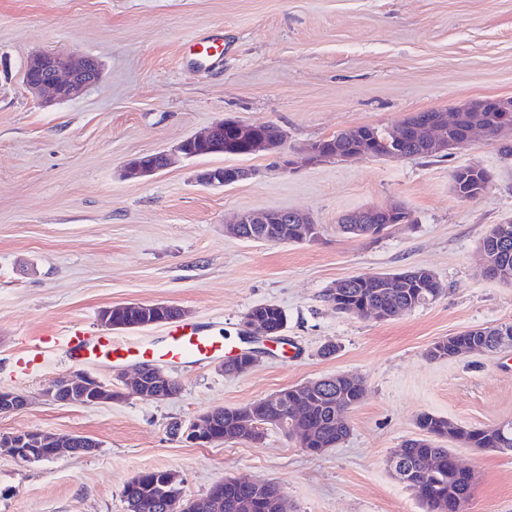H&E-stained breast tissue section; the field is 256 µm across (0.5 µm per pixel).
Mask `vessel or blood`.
I'll list each match as a JSON object with an SVG mask.
<instances>
[{
	"instance_id": "1",
	"label": "vessel or blood",
	"mask_w": 512,
	"mask_h": 512,
	"mask_svg": "<svg viewBox=\"0 0 512 512\" xmlns=\"http://www.w3.org/2000/svg\"><path fill=\"white\" fill-rule=\"evenodd\" d=\"M50 344L60 345L64 356L72 361L105 358L122 363L136 360L153 363L154 359H167L173 363L191 361L201 364L211 358L223 355V341L208 335L194 323L180 321L173 323L167 336L159 345H140L121 336H101L89 327L72 326L64 337H50Z\"/></svg>"
}]
</instances>
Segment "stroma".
<instances>
[{
    "label": "stroma",
    "instance_id": "stroma-1",
    "mask_svg": "<svg viewBox=\"0 0 512 512\" xmlns=\"http://www.w3.org/2000/svg\"><path fill=\"white\" fill-rule=\"evenodd\" d=\"M207 35L224 52L201 60L194 44ZM42 49L93 57L100 82L41 104L21 73ZM487 97H512V0H0V390L27 397L0 414V434L94 444L43 461L0 456V512H126L123 489L146 469L176 472L189 498L235 478L279 484L292 512H423L387 466L419 436L417 416L472 427L512 420V350L426 356L440 338L512 320V283L483 277L477 255L490 227L512 218V159L483 137L444 158L311 166L299 151L349 127L391 129ZM223 118L280 126L291 167L264 153L210 155L123 177L129 160ZM471 162L491 182L462 201L451 175ZM224 166L251 175L196 183L197 172ZM387 204L409 208L413 223L379 236L340 230L346 212ZM289 209L318 224L315 241L224 231L237 214ZM409 267L433 271L443 292L398 318L347 317L322 299L342 279ZM131 302L180 306L241 348L251 308L278 305L287 323L246 373H226L220 359L165 367L179 385L171 399L52 402L45 390L57 377L83 371L108 384L135 371L70 361L54 347L39 373L19 372L46 334L99 327L102 309ZM329 343L336 351L323 355ZM339 373L361 377L366 396L349 436L323 455L272 426L258 442L208 446L171 432L212 408ZM455 455L475 474L466 512H512V452Z\"/></svg>",
    "mask_w": 512,
    "mask_h": 512
}]
</instances>
